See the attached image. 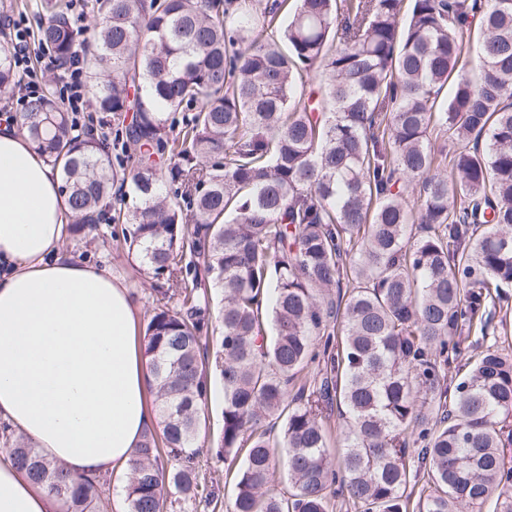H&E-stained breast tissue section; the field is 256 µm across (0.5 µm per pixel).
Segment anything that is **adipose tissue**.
I'll use <instances>...</instances> for the list:
<instances>
[{"mask_svg":"<svg viewBox=\"0 0 512 512\" xmlns=\"http://www.w3.org/2000/svg\"><path fill=\"white\" fill-rule=\"evenodd\" d=\"M57 170L0 123V419L72 475L129 473L155 425L156 382L126 286L63 253L73 217ZM56 498L0 461V512Z\"/></svg>","mask_w":512,"mask_h":512,"instance_id":"adipose-tissue-1","label":"adipose tissue"}]
</instances>
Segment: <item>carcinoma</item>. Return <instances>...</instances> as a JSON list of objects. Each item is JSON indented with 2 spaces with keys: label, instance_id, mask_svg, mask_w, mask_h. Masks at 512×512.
Returning <instances> with one entry per match:
<instances>
[{
  "label": "carcinoma",
  "instance_id": "obj_1",
  "mask_svg": "<svg viewBox=\"0 0 512 512\" xmlns=\"http://www.w3.org/2000/svg\"><path fill=\"white\" fill-rule=\"evenodd\" d=\"M284 2L94 0L98 129L80 132L50 90L20 116L74 230L123 224L112 240L181 298L172 312L156 289L144 330L161 424L134 451L126 512L200 494L211 287L224 292L227 512H331L338 494L357 512H482L492 497L512 512V357L487 336L512 285V0H295L283 20ZM45 10L37 41L63 62L70 4ZM16 81L0 51V91ZM472 332L480 352L452 388ZM313 363L319 385L296 384ZM0 452L62 487L63 512H104L97 478L70 476L4 422ZM277 454L287 498L273 492Z\"/></svg>",
  "mask_w": 512,
  "mask_h": 512
}]
</instances>
